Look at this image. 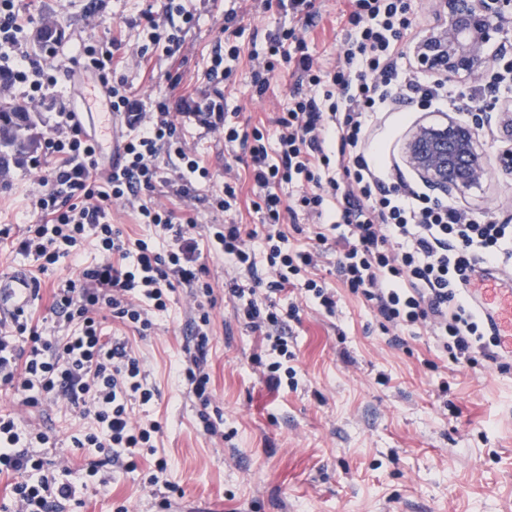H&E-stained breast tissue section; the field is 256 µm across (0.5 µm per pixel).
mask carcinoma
Instances as JSON below:
<instances>
[{
  "label": "carcinoma",
  "instance_id": "cac0c4a2",
  "mask_svg": "<svg viewBox=\"0 0 512 512\" xmlns=\"http://www.w3.org/2000/svg\"><path fill=\"white\" fill-rule=\"evenodd\" d=\"M62 39L55 21L45 18L37 29L34 44L40 54L50 56ZM13 82L7 71L0 70V177L13 165H21L41 147L38 127L41 112L5 94Z\"/></svg>",
  "mask_w": 512,
  "mask_h": 512
}]
</instances>
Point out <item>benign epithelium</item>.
<instances>
[{
  "label": "benign epithelium",
  "mask_w": 512,
  "mask_h": 512,
  "mask_svg": "<svg viewBox=\"0 0 512 512\" xmlns=\"http://www.w3.org/2000/svg\"><path fill=\"white\" fill-rule=\"evenodd\" d=\"M443 21L412 47L421 70L478 79L487 69L486 47L497 35L512 33V0H442ZM480 123L448 117L419 123L404 146L407 162L421 180L442 191H462L487 175L476 151Z\"/></svg>",
  "instance_id": "benign-epithelium-1"
}]
</instances>
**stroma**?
Wrapping results in <instances>:
<instances>
[{"label":"stroma","instance_id":"obj_1","mask_svg":"<svg viewBox=\"0 0 512 512\" xmlns=\"http://www.w3.org/2000/svg\"><path fill=\"white\" fill-rule=\"evenodd\" d=\"M194 24L179 49L165 52L148 45V16L162 13L164 0H18L34 19L57 21L63 39L53 56L33 52L34 33L26 31L22 49L46 72L65 74L41 105L43 137H50L59 113L86 98L85 46L118 39L125 57L109 77L125 83L142 111L154 109L160 93L189 150L208 167L212 179L198 185L194 198L175 196L177 174L168 155L158 159L163 183L142 191L136 203L113 202L111 222L123 239H144L155 246L164 241L152 225L143 223L139 205L160 203L176 212L193 213L199 224H243L253 230L249 244L261 249L256 234L261 218L251 205L248 176L244 191L228 211L213 208V195L224 181L230 156L221 123H210L189 110V103H217L227 121L244 127H265L275 136V117L288 103V65L277 61L270 87L257 96L252 85L255 59L266 58V36L282 26H296L308 54L335 67L345 37L347 0H312L310 16L265 10L262 0H180ZM236 15V31L224 33V17ZM238 55H229L230 46ZM148 47L149 60L138 52ZM488 70L475 82L448 81L447 104L425 105L401 100L378 114L368 132L369 143L394 180L421 186L409 166L404 144L419 122L452 116L482 119L477 149L489 160L487 178L466 193L440 195L459 209L487 220H512V173L503 172L500 154L512 146L500 126V114L512 106V81L496 83L497 73L512 67V44L490 42ZM223 56L224 72L213 76L215 56ZM178 87L167 92L169 78ZM53 163L45 152L34 153L20 167L0 178V229L18 233L39 220L31 205L42 190ZM201 278L211 286L203 303L208 326V409L216 425L208 433L199 420L201 408L178 368L193 334V298L183 285L169 294L165 311L152 315L153 328L140 335L116 319L102 322L104 334L126 341L142 365L155 395L149 404H134L137 422L158 421L161 431L154 450L136 454L135 470H112V482L97 478L80 482L79 470L106 461L94 448H75L91 419L59 405L30 409L24 417L51 429L57 447L47 449V468L55 474L71 469L76 496L65 512H162L152 489L167 490L180 512H512V370L503 372L488 362L455 363L440 352L425 329L405 333L402 345L389 342L382 320L362 296L345 288L333 260L315 270L336 295L334 314H327L309 296L303 279L275 298L280 306L297 305L300 318L290 324L289 364L297 375L291 384L273 385L268 366L275 361L262 331L237 316V300L224 289L230 281L250 288L248 276L225 261L223 254L203 253ZM27 269L38 283L30 309L35 322L54 321L51 310L56 288L79 272L64 259L47 270L18 254L0 236V274ZM165 470H157L158 462ZM157 486H150V478Z\"/></svg>","mask_w":512,"mask_h":512}]
</instances>
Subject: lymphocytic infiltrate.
<instances>
[{
    "label": "lymphocytic infiltrate",
    "mask_w": 512,
    "mask_h": 512,
    "mask_svg": "<svg viewBox=\"0 0 512 512\" xmlns=\"http://www.w3.org/2000/svg\"><path fill=\"white\" fill-rule=\"evenodd\" d=\"M348 2L344 48L334 70H324L306 53L296 27L268 34L272 54L292 64L295 78L288 105L275 120L277 151L269 153L260 128L224 127L225 146L240 147L250 159L253 207L267 229L264 250L255 253L238 224L215 229L211 243L267 293H279L292 278L304 277L308 292L330 314L336 297L311 272L321 258L335 256L343 285L371 302L395 329L392 344H400V330L425 327L453 361L483 360L510 370L512 357L472 308L466 290L476 265L512 258V224L471 217L412 186L396 185L370 161L367 130L374 115L388 109L396 84L428 105L447 101L448 85L398 71L402 41L412 32L408 0ZM31 22L15 0H0V49H11L14 82L25 87L28 103L38 104L58 79L15 52ZM106 94L111 111L128 131L120 164L101 172L94 139L83 134L73 113H61L48 142L54 165L46 189L34 201L41 221L24 225L15 242L18 253L48 266L75 256L90 233L102 258L81 267L76 279L54 291L52 310L70 335H42L25 314L13 319L11 330L0 331V386L20 396L23 406L63 402L92 417L94 429L76 439V447L110 450L113 461H124L131 469L134 451L149 447L159 430L154 421L133 424L131 404L149 403L154 391L126 343L102 336L96 315L108 312L143 333L152 327L150 310L166 309L175 284L205 295L211 287L200 279L194 216L179 218L167 207L140 205L145 223L168 237V247L160 253L143 239L126 245L108 218L109 206L154 188L161 178L156 164L160 153L178 161L177 196L192 197L210 172L183 148L165 101L147 113L135 110L126 91L110 85ZM285 183L301 186L296 205L278 194ZM301 211L315 225L310 245L293 248L282 227L295 223ZM298 314L295 306L283 311L253 302L239 310L246 324L264 330L271 350L278 353V361L269 366L270 380L277 385L296 376L283 359L288 355V323ZM209 323V314L201 313L194 352L183 369L204 405L209 402ZM54 443V436L40 429L23 442L19 418L0 415V474L19 477L12 487L13 512H63L73 500V483L45 467L41 449Z\"/></svg>",
    "instance_id": "obj_1"
}]
</instances>
